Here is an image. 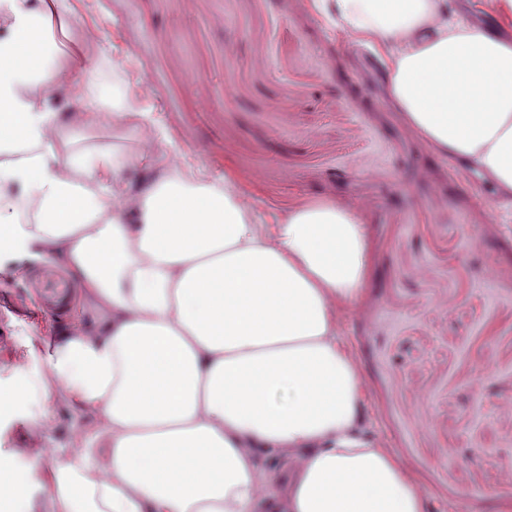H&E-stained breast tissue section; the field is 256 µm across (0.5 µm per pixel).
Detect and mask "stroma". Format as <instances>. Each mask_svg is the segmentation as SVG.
Masks as SVG:
<instances>
[{"label": "stroma", "mask_w": 512, "mask_h": 512, "mask_svg": "<svg viewBox=\"0 0 512 512\" xmlns=\"http://www.w3.org/2000/svg\"><path fill=\"white\" fill-rule=\"evenodd\" d=\"M450 17L512 34L500 0H451ZM73 30L104 74L125 82L174 146L229 178L275 224L289 205L359 203L369 234L361 303L342 320L360 362L371 437L408 464L431 512H502L512 503V212L482 179L413 135L372 52L311 0H71ZM0 458L31 512H56L45 448L85 415L50 381L48 353L75 317L95 320L67 272L0 265Z\"/></svg>", "instance_id": "stroma-1"}]
</instances>
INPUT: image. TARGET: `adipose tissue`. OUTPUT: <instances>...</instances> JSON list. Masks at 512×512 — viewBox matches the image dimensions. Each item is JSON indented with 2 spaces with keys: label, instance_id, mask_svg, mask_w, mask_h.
Returning <instances> with one entry per match:
<instances>
[{
  "label": "adipose tissue",
  "instance_id": "1",
  "mask_svg": "<svg viewBox=\"0 0 512 512\" xmlns=\"http://www.w3.org/2000/svg\"><path fill=\"white\" fill-rule=\"evenodd\" d=\"M312 2L372 50L409 130L511 206L512 45L449 23L448 0ZM78 24L69 0H0V261L61 265L99 314L50 355L99 420L46 451L64 457L58 512H427L414 472L367 437L338 336L368 276L360 208L311 199L258 223L60 41Z\"/></svg>",
  "mask_w": 512,
  "mask_h": 512
}]
</instances>
